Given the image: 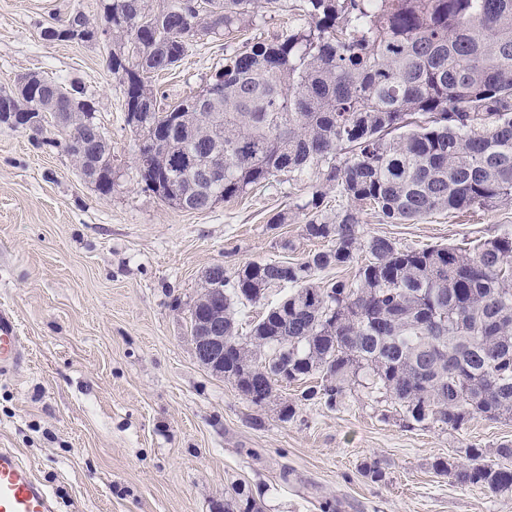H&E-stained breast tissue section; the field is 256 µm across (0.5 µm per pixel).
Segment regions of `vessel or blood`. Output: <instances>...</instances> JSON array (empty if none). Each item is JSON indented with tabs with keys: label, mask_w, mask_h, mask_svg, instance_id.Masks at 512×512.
I'll list each match as a JSON object with an SVG mask.
<instances>
[{
	"label": "vessel or blood",
	"mask_w": 512,
	"mask_h": 512,
	"mask_svg": "<svg viewBox=\"0 0 512 512\" xmlns=\"http://www.w3.org/2000/svg\"><path fill=\"white\" fill-rule=\"evenodd\" d=\"M25 348L14 314L0 310V373L22 369ZM0 512H59L56 496L17 452L0 448Z\"/></svg>",
	"instance_id": "obj_1"
}]
</instances>
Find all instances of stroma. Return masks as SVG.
<instances>
[{"instance_id":"stroma-1","label":"stroma","mask_w":512,"mask_h":512,"mask_svg":"<svg viewBox=\"0 0 512 512\" xmlns=\"http://www.w3.org/2000/svg\"><path fill=\"white\" fill-rule=\"evenodd\" d=\"M101 3L0 0V89L27 73L78 83L112 143L104 196L64 147L0 122V308L15 312L28 354L22 370L0 374V448L31 465L60 512H224L236 488L264 512H322L325 502L337 512H512V493L461 489L432 468L471 444L512 443L510 420L411 430L394 404L354 392L331 410L302 401L296 384L260 409L195 362L188 310L204 270L319 249L301 223L272 221L318 179L254 187L199 212L146 191L124 86L107 66L116 41L43 37L77 9L103 24ZM295 23L288 9L267 11L235 42L268 41ZM224 55L223 37L192 39L180 66L156 80L162 103L202 90ZM362 221L365 236L403 248L461 245L512 231V206L406 224L368 209ZM285 401L296 409L286 422ZM376 460L379 482L361 471Z\"/></svg>"}]
</instances>
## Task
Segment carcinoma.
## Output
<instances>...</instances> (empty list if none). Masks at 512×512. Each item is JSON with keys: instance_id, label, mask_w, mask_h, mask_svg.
Returning <instances> with one entry per match:
<instances>
[{"instance_id": "1", "label": "carcinoma", "mask_w": 512, "mask_h": 512, "mask_svg": "<svg viewBox=\"0 0 512 512\" xmlns=\"http://www.w3.org/2000/svg\"><path fill=\"white\" fill-rule=\"evenodd\" d=\"M292 10L288 32L227 55L213 100L196 106L200 92L172 108L204 118L174 127L155 112L165 149L140 171L146 190L185 210L281 176L320 179L300 209L303 235L323 248L223 271L224 375L257 408L282 381L316 378L303 400L334 409L357 386L398 406L406 428L511 418L512 233L469 249H402L363 236L361 214L369 205L400 224L512 201V0H295ZM103 16L128 111L147 112L152 78L179 66L193 21L229 39L254 10L253 0H104ZM134 44L144 56L130 53ZM48 98L46 88L16 96L15 112ZM213 112L222 125L211 124ZM196 155L217 159L223 183L196 182ZM173 163L183 172L176 191L164 177ZM333 186L347 206L329 215L322 206ZM351 264L350 280L315 281ZM271 288L288 293L271 301ZM261 301L265 312L243 333L241 309ZM464 454L433 468L463 489L512 492V444L496 449L501 463L473 445ZM224 512L262 508L236 490Z\"/></svg>"}]
</instances>
